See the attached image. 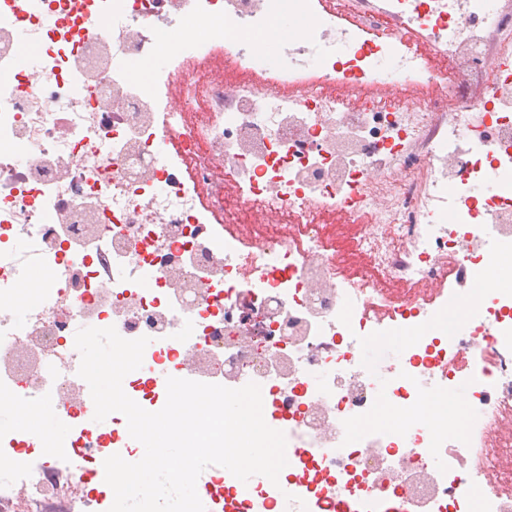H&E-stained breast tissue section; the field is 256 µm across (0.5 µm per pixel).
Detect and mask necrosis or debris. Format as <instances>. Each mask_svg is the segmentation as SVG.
I'll list each match as a JSON object with an SVG mask.
<instances>
[{
    "instance_id": "necrosis-or-debris-1",
    "label": "necrosis or debris",
    "mask_w": 512,
    "mask_h": 512,
    "mask_svg": "<svg viewBox=\"0 0 512 512\" xmlns=\"http://www.w3.org/2000/svg\"><path fill=\"white\" fill-rule=\"evenodd\" d=\"M163 11L194 23L188 45L155 30ZM284 12L315 21L316 74L285 54L262 81L254 44L216 48L213 21L262 32ZM411 26L463 68L425 63L404 34ZM506 30L512 11L487 0H411L410 12L347 27L316 0H0V72L11 74L0 79V396L53 404L70 430L46 461L34 434L0 428V512L85 502L103 449L137 461L122 414L112 432L97 431L78 374L77 330L110 326L150 339L140 377L123 380L148 411L166 403L159 371L259 384L289 441L306 440L285 480L314 512H469L474 501L479 512H512V470L501 467L512 446V296L489 294L466 329L429 331L372 372L358 342L425 323L442 307L427 287L468 292L491 240L512 242V183L486 199L473 192L512 172V77L497 39ZM24 41L38 48L36 66L11 72ZM160 48L170 69L134 81L126 62ZM219 52L236 83L209 71ZM390 55L400 73L391 92L379 69ZM474 82L482 98L470 97ZM173 86L184 96L164 106ZM408 87L429 99L408 108ZM200 101L207 108L190 123ZM164 138L178 139L176 156L159 154ZM228 189L238 211L266 218L249 238L212 222ZM324 215L353 236L333 241ZM20 239L55 272L36 284L22 322L13 311L33 263L20 260ZM351 253L364 261L355 273ZM144 268L153 281L139 278ZM394 283L406 292L391 293ZM461 354L474 362L464 377L478 418L470 443L442 444L447 472L426 454L422 425L344 444L343 420L378 391L407 407L418 387L452 388Z\"/></svg>"
}]
</instances>
